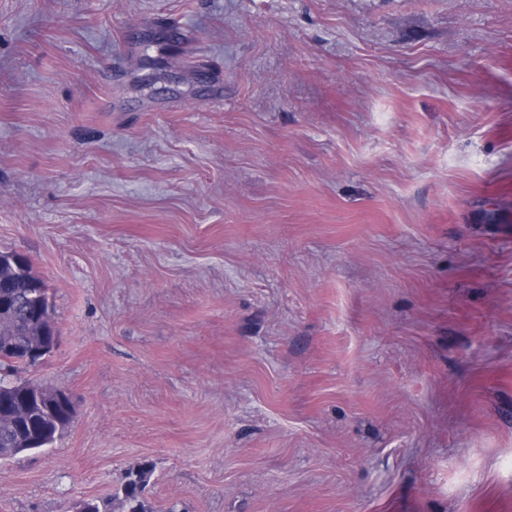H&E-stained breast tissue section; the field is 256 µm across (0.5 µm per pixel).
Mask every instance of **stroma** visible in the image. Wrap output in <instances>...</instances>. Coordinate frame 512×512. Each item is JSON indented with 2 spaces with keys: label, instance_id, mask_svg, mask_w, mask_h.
<instances>
[{
  "label": "stroma",
  "instance_id": "stroma-1",
  "mask_svg": "<svg viewBox=\"0 0 512 512\" xmlns=\"http://www.w3.org/2000/svg\"><path fill=\"white\" fill-rule=\"evenodd\" d=\"M0 251V512H512V0H0ZM28 310L25 306L18 309H8L4 316L7 317V323L4 325L2 335L0 336H13L14 338H22L24 333L28 332L29 320L27 318ZM151 470L152 466L145 464L128 473L126 483L122 487L123 501L129 509L128 512H148L143 493L148 484Z\"/></svg>",
  "mask_w": 512,
  "mask_h": 512
}]
</instances>
